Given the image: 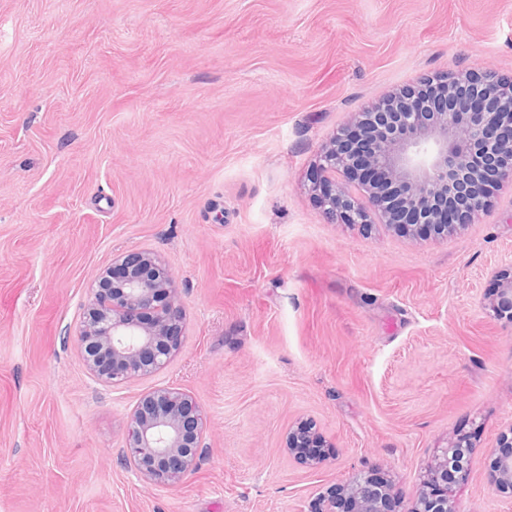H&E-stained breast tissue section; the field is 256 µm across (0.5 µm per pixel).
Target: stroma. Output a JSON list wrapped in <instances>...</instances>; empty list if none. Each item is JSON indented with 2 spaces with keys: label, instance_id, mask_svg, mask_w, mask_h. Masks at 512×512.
Segmentation results:
<instances>
[{
  "label": "stroma",
  "instance_id": "35a3bbf8",
  "mask_svg": "<svg viewBox=\"0 0 512 512\" xmlns=\"http://www.w3.org/2000/svg\"><path fill=\"white\" fill-rule=\"evenodd\" d=\"M470 67L512 76V0H0V512H314L364 474L412 512L460 434L454 512H512L491 483L512 323L487 306L512 182L421 240L327 220L310 183L359 112ZM131 251L169 269L181 346L112 387L76 334ZM161 387L205 417L173 487L126 458ZM301 422L319 465L285 446Z\"/></svg>",
  "mask_w": 512,
  "mask_h": 512
}]
</instances>
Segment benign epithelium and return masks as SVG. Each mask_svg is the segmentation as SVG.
Listing matches in <instances>:
<instances>
[{"instance_id":"obj_1","label":"benign epithelium","mask_w":512,"mask_h":512,"mask_svg":"<svg viewBox=\"0 0 512 512\" xmlns=\"http://www.w3.org/2000/svg\"><path fill=\"white\" fill-rule=\"evenodd\" d=\"M505 180L512 182V78L466 69L439 80L424 78L380 98L321 148L312 184L331 221L365 224L369 207L415 238L446 237L475 223ZM387 182L400 192L394 210L385 203ZM109 273L110 287L91 290L76 340L97 380L115 386L170 362L181 344L183 314L174 280L154 255L129 252ZM493 280L497 291L490 305L512 322V272H497ZM202 436L201 414L189 398L173 388L157 389L130 418L129 464L157 485H175L195 466ZM309 444L323 447L302 426L289 432V448ZM461 447L471 444L465 438L448 444L430 473L437 493L421 499L415 512H454L450 492L467 471L448 470L447 458ZM362 484L379 481L356 478L323 500L318 512H389L396 487L385 484L366 500L357 493ZM493 485L512 496V453L495 458Z\"/></svg>"}]
</instances>
